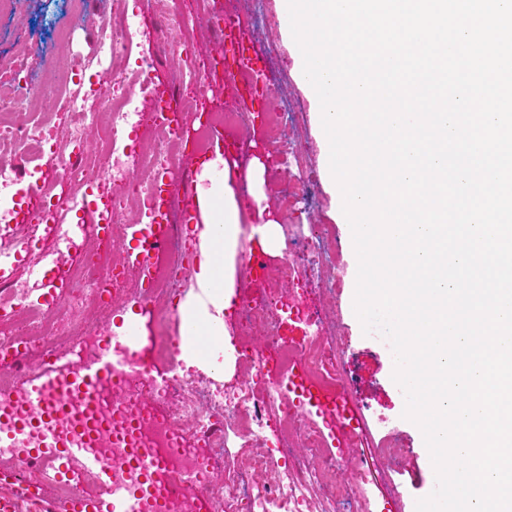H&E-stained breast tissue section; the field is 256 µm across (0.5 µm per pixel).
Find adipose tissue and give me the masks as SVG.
<instances>
[{
	"label": "adipose tissue",
	"mask_w": 512,
	"mask_h": 512,
	"mask_svg": "<svg viewBox=\"0 0 512 512\" xmlns=\"http://www.w3.org/2000/svg\"><path fill=\"white\" fill-rule=\"evenodd\" d=\"M234 162H225L224 175H217L216 162L204 163L202 175L211 185L199 191L197 205L200 209L203 229L199 234L200 248L204 256L196 274L198 293L180 306V315L186 326L188 339L187 356L194 362L210 365L221 371L220 363L212 361L209 351L201 349L199 337H208L212 343L223 342L227 330L224 311L230 306L234 294L235 266L241 235L240 207L236 183L232 171Z\"/></svg>",
	"instance_id": "1"
}]
</instances>
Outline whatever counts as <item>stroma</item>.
<instances>
[{"label": "stroma", "instance_id": "35a3bbf8", "mask_svg": "<svg viewBox=\"0 0 512 512\" xmlns=\"http://www.w3.org/2000/svg\"><path fill=\"white\" fill-rule=\"evenodd\" d=\"M249 0H173L175 14L184 19L189 27L190 39L196 49L221 44L222 38L213 28L203 25L204 17L225 11L234 6L238 18H245ZM265 10L277 15V26L266 27L248 24L252 39L268 53L264 68L268 82L280 92L282 100V124L285 131L283 148L286 152L283 173L293 178L298 173L294 151H301L307 171L316 183L314 197L302 200L298 208L289 214L278 212L271 199L273 170L264 167L256 186V196L248 197L241 216L242 223L261 224L272 220L287 227L296 251H303L309 241L310 227L327 225L334 234L338 246L336 274L340 279L337 292L318 282L309 267H299L295 285L300 289L302 303L286 323L282 336L298 340L309 333V316L320 308L328 296H335L336 310L327 321L325 332L329 340H341L336 351L346 364L351 376L349 394L361 407L370 428V442L365 446L372 470L386 471L387 485L367 489L365 499L350 498L341 504V512H383L384 498H391L392 512H415L418 499L428 496L435 488L436 479L430 469L420 432L403 418L405 397L392 378L394 367L385 347L375 335L364 334L354 313L353 288L350 277L351 254L341 222L340 204L322 178L324 155L322 139L317 123L316 108L307 87L301 81L296 68L297 47L286 31L287 21L280 18V0H264ZM87 28L77 31L73 37L69 62L79 67L95 44L97 21L100 14L111 13L112 0H85ZM64 0H18L15 13L0 14V77L6 75L9 66L21 65L41 72L44 87L33 97L39 111L52 115L50 133L62 139L72 115L58 111L48 86L53 76L46 69L44 47L31 44L21 30L22 25L40 21L46 24L64 23Z\"/></svg>", "mask_w": 512, "mask_h": 512}]
</instances>
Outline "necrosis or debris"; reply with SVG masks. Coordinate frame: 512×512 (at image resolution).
<instances>
[{"mask_svg": "<svg viewBox=\"0 0 512 512\" xmlns=\"http://www.w3.org/2000/svg\"><path fill=\"white\" fill-rule=\"evenodd\" d=\"M118 2L119 17L99 19L81 70L55 79L61 110L78 117L63 141L52 140L44 122H19L31 109L29 71L16 68L10 80L0 79V143L24 154L33 173L49 165L60 175L36 205L0 207V223L21 228L18 238L35 257L30 278L16 279L3 261L18 238L0 235V397L16 399L24 373L43 378L65 355L78 367L108 348L123 371L118 383L69 390L67 409L50 428L0 443V489L14 499L15 512H47L51 505L67 512L74 501L107 496L134 497L136 512H336L348 489L368 483L365 421L349 398L346 367L324 347V310L311 314L313 333L295 342L280 334L299 305L288 291L299 262L335 280V265L323 261L335 251L333 239L318 224L299 260L253 259L267 283L239 293L232 338L238 379L221 382L187 365L172 304L187 282L183 230L193 179L178 145L192 139L202 152L209 140L195 135L171 89L153 81L143 46L176 52L189 33L167 0ZM147 7L157 24L145 32L136 20ZM139 88L149 91L148 109L135 102ZM103 180L114 190L102 206L94 188ZM80 211L99 213L98 223L73 227ZM74 228L91 258L61 274L59 259L75 246ZM131 240L141 261L129 258ZM132 273L140 285L123 302L150 331L144 345L113 340L100 317L105 296ZM230 433L242 451L226 467ZM63 439L87 443L116 471L113 487L77 465L61 475L47 445Z\"/></svg>", "mask_w": 512, "mask_h": 512, "instance_id": "4bbe7bcc", "label": "necrosis or debris"}]
</instances>
